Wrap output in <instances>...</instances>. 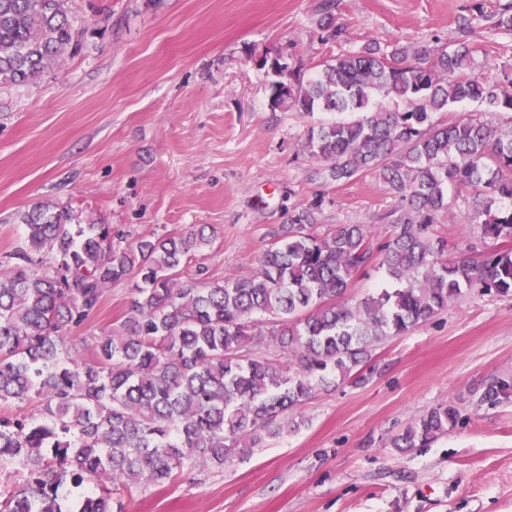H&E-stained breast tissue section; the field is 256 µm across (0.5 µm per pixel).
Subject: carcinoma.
Instances as JSON below:
<instances>
[{"instance_id": "carcinoma-1", "label": "carcinoma", "mask_w": 512, "mask_h": 512, "mask_svg": "<svg viewBox=\"0 0 512 512\" xmlns=\"http://www.w3.org/2000/svg\"><path fill=\"white\" fill-rule=\"evenodd\" d=\"M481 22L512 34V5L466 8L460 37L444 47L368 45L317 66L306 81L301 64L259 62L271 77L272 109L358 115L310 128L302 147L329 163L333 181L372 174L399 194L382 239L363 224L318 235L304 211L269 231L273 243L251 275L227 273L198 288L181 281V268L208 245L203 226L121 247L111 225L77 224L52 201L17 214L25 236L0 257V404L27 399L39 409L29 419L0 417V464L27 471L0 497V512H125L124 493L170 482L188 462L222 467L298 428L288 415L294 407L368 383L381 343L463 294L512 296L511 248L451 257L437 230L456 185L471 191L477 238L512 239V133L481 120H434L462 103L512 112V92L474 73L478 46L469 36ZM81 47L66 0H0V89L34 81ZM378 259L391 285L345 299ZM131 274L121 330L97 337L92 359L73 355L72 328L108 285ZM263 324L266 349L252 353ZM511 398L512 381L498 378L479 402ZM459 417L450 403L434 407L392 446L424 448Z\"/></svg>"}]
</instances>
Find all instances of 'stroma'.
<instances>
[{"instance_id": "obj_1", "label": "stroma", "mask_w": 512, "mask_h": 512, "mask_svg": "<svg viewBox=\"0 0 512 512\" xmlns=\"http://www.w3.org/2000/svg\"><path fill=\"white\" fill-rule=\"evenodd\" d=\"M472 0H66L83 22L82 50L32 84L0 91V254L24 235L19 211L50 199L80 220L111 225L123 244L206 225L209 245L182 280L250 275L271 228L314 214L323 234L369 225L375 237L401 202L372 175L332 181L301 148L336 112L272 109L256 55L322 64L368 44L435 48L458 35ZM474 68L506 86L512 37L479 27ZM439 230L453 251L475 243L470 194L448 192ZM133 279L112 283L96 315L72 330L91 358L119 330ZM365 385H342L292 412L298 429L221 468L125 496L127 512H512V399L479 404L512 377V297L470 293L436 319L388 339ZM453 403L459 424L427 448L391 440L427 410ZM512 397V381L511 379L498 378L493 380L479 397L481 404L488 406H496L504 400H509Z\"/></svg>"}]
</instances>
